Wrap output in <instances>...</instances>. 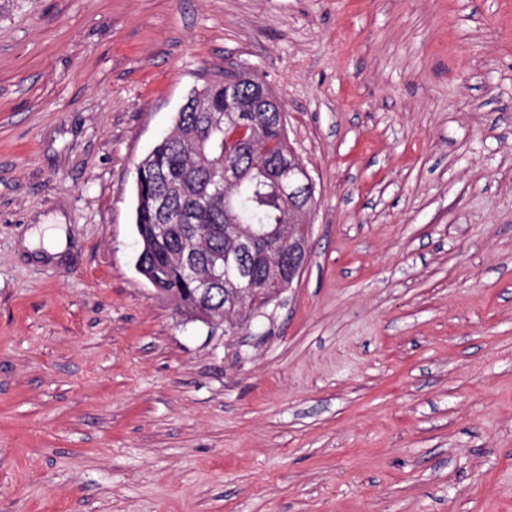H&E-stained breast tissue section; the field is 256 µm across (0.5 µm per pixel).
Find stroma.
Wrapping results in <instances>:
<instances>
[{"mask_svg": "<svg viewBox=\"0 0 512 512\" xmlns=\"http://www.w3.org/2000/svg\"><path fill=\"white\" fill-rule=\"evenodd\" d=\"M243 64L317 206L212 328L136 165ZM0 512H512V0H0Z\"/></svg>", "mask_w": 512, "mask_h": 512, "instance_id": "1", "label": "stroma"}]
</instances>
